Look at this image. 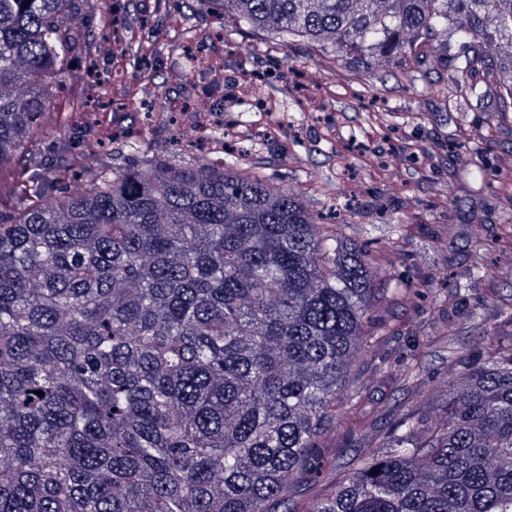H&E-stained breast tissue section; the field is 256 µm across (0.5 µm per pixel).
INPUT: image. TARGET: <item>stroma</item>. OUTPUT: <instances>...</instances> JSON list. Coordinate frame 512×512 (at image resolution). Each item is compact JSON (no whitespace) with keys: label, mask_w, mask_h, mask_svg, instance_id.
I'll return each instance as SVG.
<instances>
[{"label":"stroma","mask_w":512,"mask_h":512,"mask_svg":"<svg viewBox=\"0 0 512 512\" xmlns=\"http://www.w3.org/2000/svg\"><path fill=\"white\" fill-rule=\"evenodd\" d=\"M70 66L52 88L54 127L27 147L66 167L89 131L113 134L91 163L121 169L177 163L239 167L287 187L312 213L335 211L344 239L382 268L372 314L382 340L354 366L347 391L365 413L345 414L320 440L334 479L360 447L440 391L451 364L446 336L472 349L512 337V115L493 117L498 87L470 100L448 69L380 63L352 70L305 44H283L217 14L209 0H76ZM481 165L485 177L470 170ZM30 167L0 172V211L32 195ZM494 279L475 277L477 268ZM464 293L449 297L453 287ZM408 288L416 297H404ZM419 359L424 383L400 388Z\"/></svg>","instance_id":"stroma-1"}]
</instances>
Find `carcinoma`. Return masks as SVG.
<instances>
[{"label": "carcinoma", "instance_id": "1", "mask_svg": "<svg viewBox=\"0 0 512 512\" xmlns=\"http://www.w3.org/2000/svg\"><path fill=\"white\" fill-rule=\"evenodd\" d=\"M333 55L492 72L512 112V0H210ZM72 0H0V166L49 124ZM470 85V84H468ZM481 101L484 94L470 85ZM364 249L236 164L98 165L0 212V512H512V344L410 409L340 480L319 440L352 401L380 289ZM421 363L398 373L422 384ZM43 395H37V392Z\"/></svg>", "mask_w": 512, "mask_h": 512}]
</instances>
